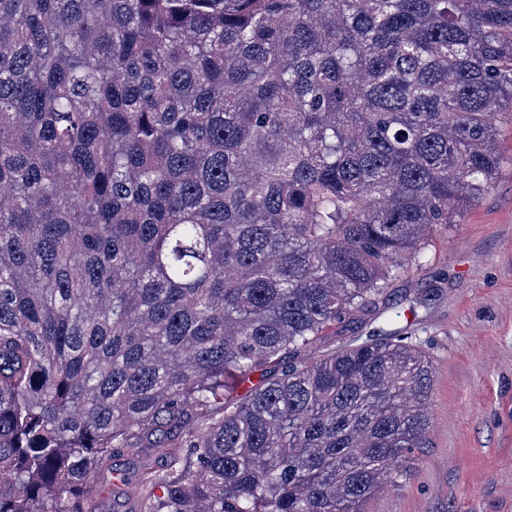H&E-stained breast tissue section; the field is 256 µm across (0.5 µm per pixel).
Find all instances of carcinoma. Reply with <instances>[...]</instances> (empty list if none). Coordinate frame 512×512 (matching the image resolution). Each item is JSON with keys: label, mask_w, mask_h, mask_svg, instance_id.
I'll list each match as a JSON object with an SVG mask.
<instances>
[{"label": "carcinoma", "mask_w": 512, "mask_h": 512, "mask_svg": "<svg viewBox=\"0 0 512 512\" xmlns=\"http://www.w3.org/2000/svg\"><path fill=\"white\" fill-rule=\"evenodd\" d=\"M512 0H0V512H363L421 447L387 300L492 188ZM385 304H379V308L369 312L366 316H362L359 322L351 324L346 329L337 330L336 336H329L324 342L318 346H314L306 352V358L308 359H319L323 355L333 351L335 348H339L349 342L354 336H363V339L369 331L370 324L377 318L380 313L384 312ZM97 485L100 500L102 502V512H113L112 510H114V512H130L131 510H134V500L117 498L114 501L112 500V479L110 475L99 480Z\"/></svg>", "instance_id": "carcinoma-1"}]
</instances>
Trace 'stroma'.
Returning a JSON list of instances; mask_svg holds the SVG:
<instances>
[{
    "instance_id": "obj_1",
    "label": "stroma",
    "mask_w": 512,
    "mask_h": 512,
    "mask_svg": "<svg viewBox=\"0 0 512 512\" xmlns=\"http://www.w3.org/2000/svg\"><path fill=\"white\" fill-rule=\"evenodd\" d=\"M504 166L463 223L434 231L421 267L393 298L417 299L404 335L433 381L422 447L366 512H512V123Z\"/></svg>"
}]
</instances>
